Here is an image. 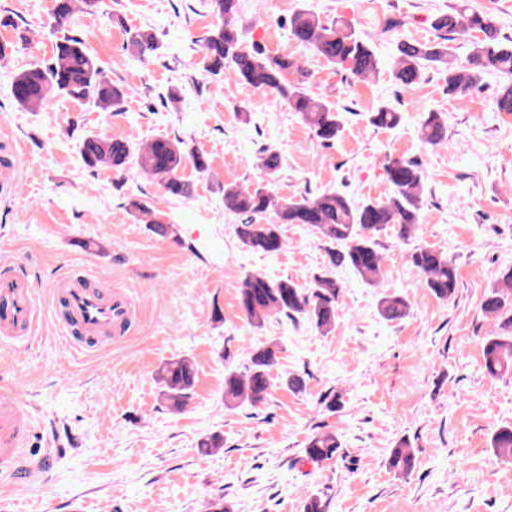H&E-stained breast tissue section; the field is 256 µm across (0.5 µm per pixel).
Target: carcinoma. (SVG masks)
<instances>
[{
	"instance_id": "1",
	"label": "carcinoma",
	"mask_w": 512,
	"mask_h": 512,
	"mask_svg": "<svg viewBox=\"0 0 512 512\" xmlns=\"http://www.w3.org/2000/svg\"><path fill=\"white\" fill-rule=\"evenodd\" d=\"M100 0H54L53 14L59 26L71 22L76 11L91 13ZM218 21L213 24L204 45L206 70L221 76L231 70L244 84L270 91L299 115L323 146L332 145L343 131V116L325 97L310 91V73L293 55H272L256 44L246 42L239 23V0H212ZM436 39L395 42L391 69L393 81L402 87L420 83L424 70L434 67L446 73L448 96L465 94L478 86L485 75L502 79L495 106L498 112L512 113V39L501 35L496 19L489 13L469 8H451L448 13L430 17ZM288 33L298 45L314 51L333 68L347 70L352 77L366 81L379 71L380 60L369 39L351 23L323 20L303 6L288 15ZM465 39V57L457 56L452 42ZM158 50L157 36L149 30L129 33L126 51L146 63ZM129 90L103 75L97 58L81 39L69 36L57 41L52 58L38 61L20 71L12 83L16 104L30 112L43 110L56 97L90 104L104 111L120 110ZM402 115L382 104L368 113V122L382 129H394ZM421 139L431 147L448 142V119L442 112H426ZM87 166H104L117 174L134 164L175 199L192 196V186L179 172L188 163L200 173L209 171L206 157L182 140L156 139L133 150L125 141L108 136H91L82 141ZM268 180L249 185L224 186V210L237 215L235 235L245 249L262 255L282 251L286 240L283 225L308 224L326 243L327 262L305 288L290 279L271 280L260 273L244 277L238 291V307L243 318L261 329L272 316L303 318L323 334H329L339 319L342 293L336 269L350 268L363 282L375 286L384 276L379 236L392 227L402 240L409 239L420 224L426 174L416 162L404 157L390 158L384 165L390 194L383 200L355 202L337 191H323L280 197L274 181L280 170V157L267 152L261 157ZM411 264L422 274L423 286L441 301L458 294L455 264L444 252L420 246L409 254ZM411 303L399 294H387L378 302L382 318L398 322L409 316ZM481 309L492 329L483 338V368L491 378L512 374V266L501 275L500 284L484 296ZM279 348L263 343L247 351L248 365L241 372L224 373V407L241 403L258 406L269 400L270 372L278 364ZM160 396L174 409L182 408L196 382L192 359L181 357L162 363L156 373ZM491 445L497 455L512 458V427L494 430ZM341 444L334 432L312 436L305 448V459L322 463L333 459ZM390 467L407 474L413 470L415 452L405 441L392 449Z\"/></svg>"
}]
</instances>
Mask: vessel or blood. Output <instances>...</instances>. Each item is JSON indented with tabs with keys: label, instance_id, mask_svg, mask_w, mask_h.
I'll list each match as a JSON object with an SVG mask.
<instances>
[{
	"label": "vessel or blood",
	"instance_id": "obj_1",
	"mask_svg": "<svg viewBox=\"0 0 512 512\" xmlns=\"http://www.w3.org/2000/svg\"><path fill=\"white\" fill-rule=\"evenodd\" d=\"M28 281L11 275L0 276V343H11L34 334L36 311ZM55 324L72 348L94 349L98 341L120 335L133 316L127 296L118 289L96 286L90 273L62 277L53 289ZM30 413L0 391V480L26 478L24 459Z\"/></svg>",
	"mask_w": 512,
	"mask_h": 512
}]
</instances>
